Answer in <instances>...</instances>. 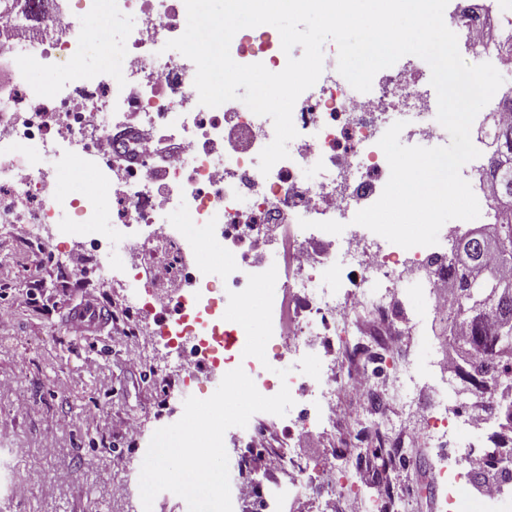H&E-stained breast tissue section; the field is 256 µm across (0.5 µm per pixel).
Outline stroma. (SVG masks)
<instances>
[{
    "label": "stroma",
    "instance_id": "obj_1",
    "mask_svg": "<svg viewBox=\"0 0 512 512\" xmlns=\"http://www.w3.org/2000/svg\"><path fill=\"white\" fill-rule=\"evenodd\" d=\"M53 227L0 224V512H143L140 470L146 443L158 428L177 420V403H165L166 387L179 386L186 365L174 350L140 341L171 305L160 295L151 312L129 332L124 269L101 274L94 264L61 277L51 255ZM90 299L116 312L118 324L80 338L67 323L69 308ZM403 349L416 359L432 357L440 369L426 378H448L444 324L427 322L407 336ZM136 423L141 446L126 445L127 425ZM400 482L416 495L396 512H438L443 493L430 449L408 451ZM367 470L334 478L336 512H378ZM129 483L130 493L113 489Z\"/></svg>",
    "mask_w": 512,
    "mask_h": 512
}]
</instances>
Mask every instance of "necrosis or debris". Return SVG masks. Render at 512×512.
Here are the masks:
<instances>
[{
  "instance_id": "obj_1",
  "label": "necrosis or debris",
  "mask_w": 512,
  "mask_h": 512,
  "mask_svg": "<svg viewBox=\"0 0 512 512\" xmlns=\"http://www.w3.org/2000/svg\"><path fill=\"white\" fill-rule=\"evenodd\" d=\"M487 2L493 22L459 4L448 26L465 43H486L496 69L512 73V50L499 47L512 33V0ZM76 5L86 19L107 14L109 25L63 34L43 30L33 39L20 18L0 16V37L8 38L14 55L12 80L0 88V224H53L63 240L111 225V238H90L93 258L116 261L134 249L142 268L163 271L158 278L129 272L131 319L148 311L159 291L181 288L170 317L151 336L186 351L188 371L172 394L177 402L202 397V384L238 367L262 395L288 385L294 405L277 420V478L265 486L238 481L232 502L250 512H277L281 499L299 494L330 503L328 478L311 474L293 450L305 437L335 432L344 414L355 427L349 447L373 448L382 436L396 448L413 441L434 448L438 480L446 490L440 512H512V499L502 496L500 487L474 499L467 495L472 473L495 465L489 447L462 460L455 456L463 434L499 423L498 415L476 399L452 405L446 392L425 394L418 385L427 369L423 361L403 378L388 380L421 410L416 430L394 421L390 403L377 398L373 367L386 361L419 313L441 319L453 312L444 249L462 234L461 225L449 226L436 245L405 249L353 222L359 210L379 199L389 179L378 142L394 122H403L401 136L409 141L435 145L443 138L425 68L392 67L361 93L324 65L317 83L296 101L298 135L289 158L265 175L259 154L274 138L272 120L242 103L200 105L190 91L195 64L165 47L182 34L184 0H77ZM115 37L123 41L124 54L86 70L91 49L106 48ZM230 54L237 63L259 62L272 72L287 63L280 39L261 26L233 38ZM37 69L54 71L55 80L34 81ZM158 128L171 131L180 144L162 186L147 137ZM49 165L77 182L94 175L97 187L112 195L111 212L100 210L92 197L60 193L56 180L45 175ZM174 211L194 224L192 235L170 230ZM288 225L304 244L290 269L277 274L272 319L280 321L288 297L295 323L290 332L274 330L261 361L244 356L246 333L224 313L229 292L244 290L249 275L270 268L271 235ZM216 238L229 255L221 265L205 256ZM429 264L435 275L420 311L406 304L402 283ZM292 356L301 363L287 379L267 374L266 363ZM312 364L320 365L319 373L309 372ZM347 388L357 404L344 413L338 399ZM265 430L253 417L230 432L238 472L252 469Z\"/></svg>"
}]
</instances>
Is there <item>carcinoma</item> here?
Segmentation results:
<instances>
[{
	"label": "carcinoma",
	"instance_id": "1",
	"mask_svg": "<svg viewBox=\"0 0 512 512\" xmlns=\"http://www.w3.org/2000/svg\"><path fill=\"white\" fill-rule=\"evenodd\" d=\"M496 136L508 158V168L489 169L486 177L499 200L502 219L483 233L485 248L474 246L473 255L461 266L448 261V293L455 300L454 317L465 323L466 335L448 332V346L461 354L460 375L469 379L476 396L512 389V123L496 122ZM489 277L503 283L499 293L484 307L472 302L474 284ZM368 467L381 486L392 481L397 460L388 448H376Z\"/></svg>",
	"mask_w": 512,
	"mask_h": 512
}]
</instances>
